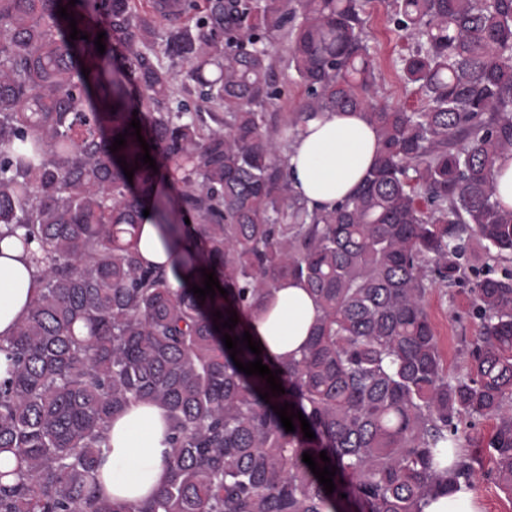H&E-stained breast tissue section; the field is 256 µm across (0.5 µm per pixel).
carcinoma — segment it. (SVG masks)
I'll use <instances>...</instances> for the list:
<instances>
[{
    "mask_svg": "<svg viewBox=\"0 0 512 512\" xmlns=\"http://www.w3.org/2000/svg\"><path fill=\"white\" fill-rule=\"evenodd\" d=\"M385 4L414 42L398 58L422 94L412 110L377 99L363 0H0V238L17 237L41 272L27 316L0 338V454L16 461L0 471L13 476L0 512H422L474 484L479 457L441 459L477 439L462 422L487 418L479 452L512 496V272H497L512 262V209L495 186L512 153V0ZM60 5L88 39L69 38ZM280 40L305 97L277 127ZM180 77L192 104L175 95ZM347 110L374 128L379 155L352 197L311 211L283 142ZM146 208L175 277L202 288L213 271L228 296L202 301L144 264ZM471 273L479 336L450 378L425 301ZM288 278L318 316L299 353L258 355L282 370L285 394L266 402V380L239 371L222 337L252 331ZM218 310L238 324L215 330ZM137 402L166 410L170 451L167 482L135 507L101 496L97 461ZM284 402L314 439L297 418L285 431L271 409ZM323 450L330 495L302 461L324 467Z\"/></svg>",
    "mask_w": 512,
    "mask_h": 512,
    "instance_id": "carcinoma-1",
    "label": "carcinoma"
}]
</instances>
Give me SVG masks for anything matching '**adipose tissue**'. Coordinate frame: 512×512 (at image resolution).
Wrapping results in <instances>:
<instances>
[{"label": "adipose tissue", "mask_w": 512, "mask_h": 512, "mask_svg": "<svg viewBox=\"0 0 512 512\" xmlns=\"http://www.w3.org/2000/svg\"><path fill=\"white\" fill-rule=\"evenodd\" d=\"M380 145L358 112H329L297 127L287 143L288 179L309 208L326 211L353 195L373 166ZM40 291L39 270L12 237L0 240V336L13 334ZM317 311L305 285L280 282L274 301L253 322L270 359L299 351ZM165 410L137 403L112 420L98 459L101 495L137 504L168 476Z\"/></svg>", "instance_id": "adipose-tissue-1"}]
</instances>
